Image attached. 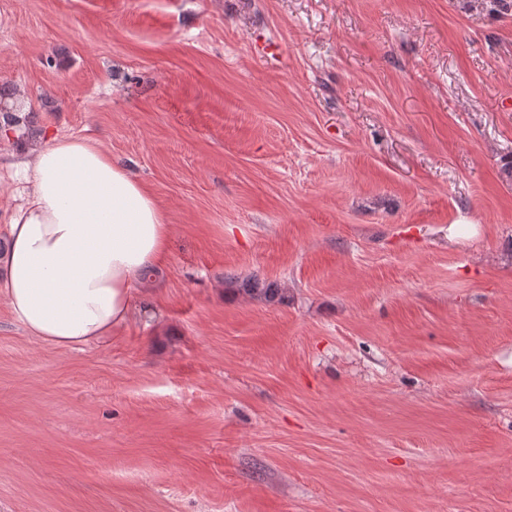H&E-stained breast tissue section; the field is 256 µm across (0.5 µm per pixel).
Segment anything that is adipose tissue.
Listing matches in <instances>:
<instances>
[{"label":"adipose tissue","mask_w":512,"mask_h":512,"mask_svg":"<svg viewBox=\"0 0 512 512\" xmlns=\"http://www.w3.org/2000/svg\"><path fill=\"white\" fill-rule=\"evenodd\" d=\"M11 214L0 296L28 335L56 348L111 336L130 317L139 272L162 262L165 215L96 144L44 139Z\"/></svg>","instance_id":"adipose-tissue-1"}]
</instances>
